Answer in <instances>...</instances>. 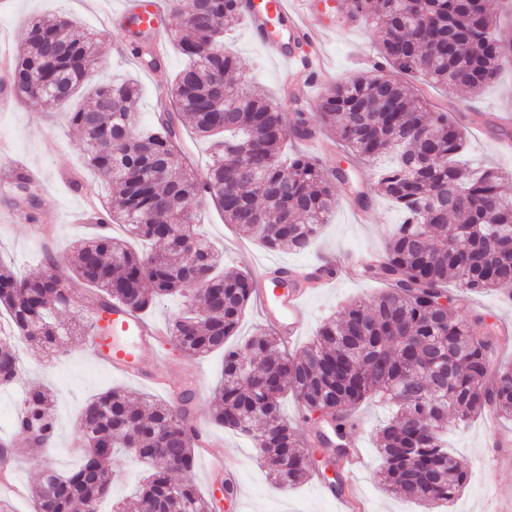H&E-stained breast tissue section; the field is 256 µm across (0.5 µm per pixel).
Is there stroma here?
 <instances>
[{"label":"stroma","mask_w":512,"mask_h":512,"mask_svg":"<svg viewBox=\"0 0 512 512\" xmlns=\"http://www.w3.org/2000/svg\"><path fill=\"white\" fill-rule=\"evenodd\" d=\"M32 14L62 15L82 28L100 33L98 63L88 78L89 85L135 76L141 92L133 110L140 120L152 118L159 87L127 56L122 30L104 26L101 15L90 9L88 0H0V38L9 39L13 51H20L22 23ZM379 38V32L364 21L351 31L328 36L326 54L337 78L371 70ZM228 44L247 64L246 81L280 96L282 66L266 48L250 40L246 23H239L232 30ZM427 99L435 106L454 107L455 116L463 122L467 134L464 160L512 173V152L500 149L505 133H512V64L504 65L495 81L479 96H470L452 85H439L429 87ZM1 141L9 145L14 160L41 178L45 189L38 194L34 219L16 221L8 218L13 190L0 189V258L11 262L19 272L37 274L43 271L48 256L62 257L72 242L94 230L85 220L87 211L81 198L58 175L63 168L82 169L81 136L69 126L65 113L48 111L34 100L19 99L11 109L0 111ZM373 172V167L363 166L358 168L353 183H336L335 204L328 220L311 248L302 253L272 252L255 242L250 243L248 251H239L240 234L233 225L225 223L221 212L210 202L202 204L198 222L202 233L223 251L225 264L249 271L253 287L258 290L270 281L269 272L261 268L264 262L338 263L386 247L401 220L393 204L380 197L370 202L367 209L372 220L367 224L359 223L354 212L355 195L369 190ZM382 289L380 282L345 275L334 287L313 291L304 306L303 333L292 343V350H299L310 341L321 322L337 314L347 301L370 300ZM457 310L464 319L479 315L486 323L512 329V304L503 303L498 292L461 294ZM20 351L25 379L39 382L54 396L58 429L51 463L63 471L78 463L70 444L77 416L92 395L110 387H122L149 399L166 397L163 390L147 383L105 371L80 341L51 355L25 344ZM166 356V371L173 380L192 378L197 382L198 399L193 407L196 428L208 432L219 443L218 453L225 463L239 471L242 496L227 502L224 512H338L337 504L318 492L315 480L285 488L276 486L252 448L235 433L212 423V394L221 378L223 352L192 363L171 347L167 348ZM356 415L358 425L348 440L362 445L365 469L352 477L351 483L358 490L363 512H489L490 502L496 497L507 512H512V443L498 439L499 433H512V422L499 420L492 424L482 415L467 427L449 431L448 446L466 464L469 479L452 506L431 508L404 501L385 490L376 479L382 466L376 430L390 417V408L375 400L362 404ZM493 454L499 456V464H489Z\"/></svg>","instance_id":"1"}]
</instances>
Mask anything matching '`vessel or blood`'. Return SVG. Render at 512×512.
<instances>
[{
	"label": "vessel or blood",
	"instance_id": "vessel-or-blood-1",
	"mask_svg": "<svg viewBox=\"0 0 512 512\" xmlns=\"http://www.w3.org/2000/svg\"><path fill=\"white\" fill-rule=\"evenodd\" d=\"M244 17L252 37L267 46L282 64V80L290 85L296 98H306L317 80L332 79L325 55V37L329 31L317 16L316 0H246ZM135 20L137 29L151 40L153 54L164 60L163 43L168 32L160 19L157 5L128 6L125 11H109V24L124 25ZM309 46L314 63L303 70L295 53L286 51V43ZM314 278L318 287L332 285L336 277L324 273L318 266H303L290 270L289 283L275 287L263 297V316L276 327L286 341H294L302 328L306 292L301 286L304 278ZM162 331L147 318L130 313L121 306L106 310L94 305L88 312L86 347L100 366L128 378L160 384L166 361L161 353Z\"/></svg>",
	"mask_w": 512,
	"mask_h": 512
}]
</instances>
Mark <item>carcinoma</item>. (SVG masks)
I'll return each mask as SVG.
<instances>
[{"label":"carcinoma","instance_id":"carcinoma-1","mask_svg":"<svg viewBox=\"0 0 512 512\" xmlns=\"http://www.w3.org/2000/svg\"><path fill=\"white\" fill-rule=\"evenodd\" d=\"M240 4L193 0L186 13L171 8V36L187 60L167 79L178 113L165 105L154 123L140 122L129 110L139 96L132 78L96 86L88 104L67 113L81 133L85 167L108 185L90 222L121 224L155 249L134 251L103 230L39 275L20 276L0 260V314L8 329L0 333V386L21 381L17 341L53 351L80 335L57 320L72 303V286L93 289L108 309L118 304L144 314L167 296L190 298L196 283L207 282L213 290L203 310L186 305L169 323L170 341L189 360L224 351L212 421L260 450L277 485L315 473L313 450L281 413L285 394L308 414H327L340 439L356 427L351 411L378 397L396 407L379 431L383 484L405 501L449 503L468 472L448 451V417L461 425L492 411L512 420V365L497 360L499 336L480 318L462 319L446 288L452 279L462 290H496L512 302V176L455 165L464 126L431 109L397 74L430 85L450 82L477 96L512 62V35L486 0H342L337 9L381 33L378 62L371 72L329 86L317 112H296L288 123L262 92L242 97L239 84L216 82L222 73L244 75L241 58L224 43L241 17ZM22 36L16 96L67 109L95 65V35L62 16L34 15ZM459 43L475 51L461 57L452 50ZM182 118L212 141L202 177L183 147L176 125ZM244 133L263 161L246 184L234 169ZM320 134L355 164L393 157L374 183L403 221L381 263L355 270L386 288L368 302L349 303L293 354L264 330L228 349L250 302L252 278L242 269H218V254L197 232L192 211L210 200L224 223L264 248L306 250L334 205V183L350 181L351 171L329 173L306 153L286 162L281 155L287 141ZM14 429L34 460L54 447L57 417L47 391L23 387ZM75 429L81 463L67 473L51 464L41 469L35 512H98L112 491L121 448L149 465L135 493L139 512H210L194 477L199 443L186 404L138 403L109 389L84 405Z\"/></svg>","mask_w":512,"mask_h":512}]
</instances>
